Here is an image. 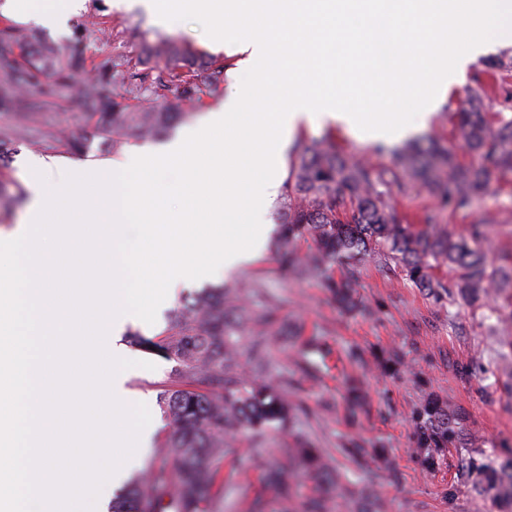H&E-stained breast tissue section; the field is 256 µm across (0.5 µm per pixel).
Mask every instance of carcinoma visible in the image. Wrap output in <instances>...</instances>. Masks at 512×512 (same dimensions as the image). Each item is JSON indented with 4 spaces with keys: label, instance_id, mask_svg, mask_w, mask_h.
I'll return each mask as SVG.
<instances>
[{
    "label": "carcinoma",
    "instance_id": "obj_1",
    "mask_svg": "<svg viewBox=\"0 0 512 512\" xmlns=\"http://www.w3.org/2000/svg\"><path fill=\"white\" fill-rule=\"evenodd\" d=\"M37 37L10 21L0 29V107L19 121L0 128V159L18 143L44 149L78 150L81 143L44 118L30 100L37 91L48 99L76 90L84 100L87 120L107 151L122 152L131 137L158 138L175 123L192 117L184 105L201 102L206 89L224 82L227 60L195 66L197 52L188 44L165 39L149 44L137 62L122 54L90 57L84 35L65 47L42 45ZM92 73L82 83L76 76ZM485 87L471 93L468 108L456 113V130L479 164H462L446 148L431 141L396 153L390 168L377 169L352 160L336 149L331 134L307 138L288 167L282 184L284 220L276 240L280 265L302 277L323 273L339 263L348 271L340 286L346 300L355 284L354 264L378 256L401 266L417 285L432 294H448V303L473 306L490 294L512 301V266H495L488 255L495 249L490 225L473 224L468 235L456 237L434 223L414 231L389 205L387 196L418 185L446 184L440 208L470 210L484 195L492 173L512 174V121L493 123L484 111ZM310 243L300 254L291 245ZM446 265L456 272L445 283L433 269ZM281 326L272 309H255L234 287L211 288L173 311L164 339L156 343L138 332L129 343L176 362L179 385L160 393L159 406L171 423L160 464L131 479L112 500L110 512H210L224 495L226 443L239 436H262L285 431L287 422L304 410L288 399L275 379H249L236 370L240 342ZM415 448L420 465L434 470L449 446L460 441L456 419L448 407L434 400L414 412ZM340 452L364 464L368 450L350 441ZM319 474L331 486L327 499L307 498L304 512H329L333 498L347 488L330 478L328 463L315 448L293 440L288 461L275 462L261 477V488L243 512H274L273 504L290 500L302 485L296 466ZM488 484L507 480L512 471L484 467Z\"/></svg>",
    "mask_w": 512,
    "mask_h": 512
}]
</instances>
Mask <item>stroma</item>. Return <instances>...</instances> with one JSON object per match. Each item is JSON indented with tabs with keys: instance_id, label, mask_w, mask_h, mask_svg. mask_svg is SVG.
Instances as JSON below:
<instances>
[{
	"instance_id": "1",
	"label": "stroma",
	"mask_w": 512,
	"mask_h": 512,
	"mask_svg": "<svg viewBox=\"0 0 512 512\" xmlns=\"http://www.w3.org/2000/svg\"><path fill=\"white\" fill-rule=\"evenodd\" d=\"M40 43L68 44L78 30L86 32V52L121 53L138 58L145 46L161 38L192 43L206 57H227L224 46L214 44L196 22L177 20L162 27L144 9L116 7L113 0H86L84 8L69 17L64 27H46L27 21ZM490 84L485 99L487 112L512 120V71L489 80L484 62L470 65L449 91L447 100L417 129V136H430L448 145L461 161L470 156L455 135L451 115L466 107L472 89ZM84 105L68 96L50 107L46 117L68 130L82 142L81 151L55 149L61 167L49 173V182L62 180L64 173L86 172L87 161H113L102 140L87 128ZM333 133L340 150L365 159L375 167L392 165L391 153H380L375 143L356 139L334 123L301 126L287 147L295 152L303 138ZM34 148L20 145L7 161L0 162V180L9 184L8 197L0 199V232H11L23 222L30 190L22 167ZM391 203L407 223L424 228V214L449 232L467 233L470 225L493 217L498 252L512 254V177L493 178L481 208L450 212L439 208L436 198L415 190L393 193ZM282 221L280 205L269 214L265 248L260 258L227 274H217L205 286H237L251 294L261 285L272 298L281 317L282 331L265 336L273 373L288 394L300 398L306 412L295 428L329 455L333 474L353 476L351 487L360 512H512V497L504 489L486 487L485 464L499 463L505 447H512V366L498 362L496 352L503 323L479 307L449 304L447 296H432L408 280L399 268H387L376 257L358 265L354 308L342 307L328 286L340 279L341 266L325 274L299 279L282 271L274 257V242ZM189 282L175 300L163 305L154 323L127 324L155 339L166 328L171 311L199 291ZM129 356L153 362V369L141 367L128 386L145 404L156 427L142 465L157 461L170 426L161 411L159 393L175 384V364L159 354L129 348ZM447 404L458 415L463 447L449 449L440 469L422 468L412 455L413 411L427 397ZM358 439L373 447L364 469L340 453L343 443ZM292 439L288 434L249 439L233 444L227 460H239L248 468L246 476L225 473L229 489L227 512H240L258 488L266 463L280 459Z\"/></svg>"
}]
</instances>
